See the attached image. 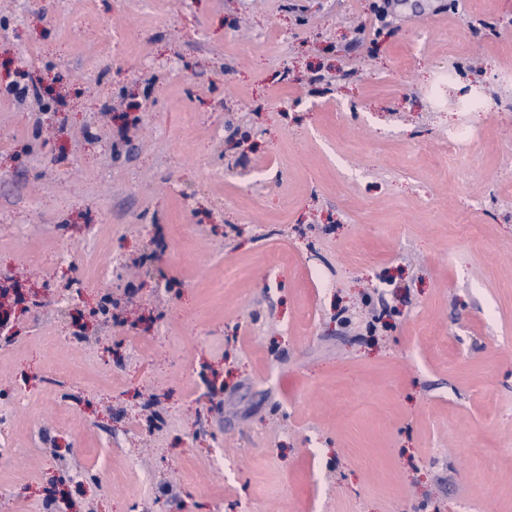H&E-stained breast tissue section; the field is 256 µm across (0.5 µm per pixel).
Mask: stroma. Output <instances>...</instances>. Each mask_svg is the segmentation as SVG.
I'll return each instance as SVG.
<instances>
[{
    "instance_id": "stroma-1",
    "label": "stroma",
    "mask_w": 512,
    "mask_h": 512,
    "mask_svg": "<svg viewBox=\"0 0 512 512\" xmlns=\"http://www.w3.org/2000/svg\"><path fill=\"white\" fill-rule=\"evenodd\" d=\"M377 2L0 0V512H512V0Z\"/></svg>"
}]
</instances>
